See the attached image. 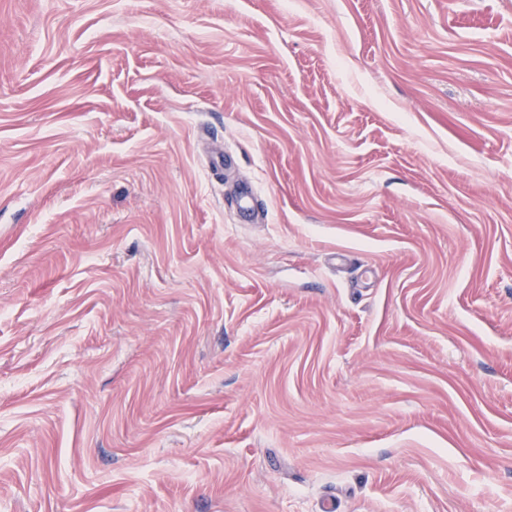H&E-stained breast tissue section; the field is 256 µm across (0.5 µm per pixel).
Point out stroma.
Here are the masks:
<instances>
[{"label":"stroma","mask_w":512,"mask_h":512,"mask_svg":"<svg viewBox=\"0 0 512 512\" xmlns=\"http://www.w3.org/2000/svg\"><path fill=\"white\" fill-rule=\"evenodd\" d=\"M329 499L512 512V0H0V512Z\"/></svg>","instance_id":"1"}]
</instances>
